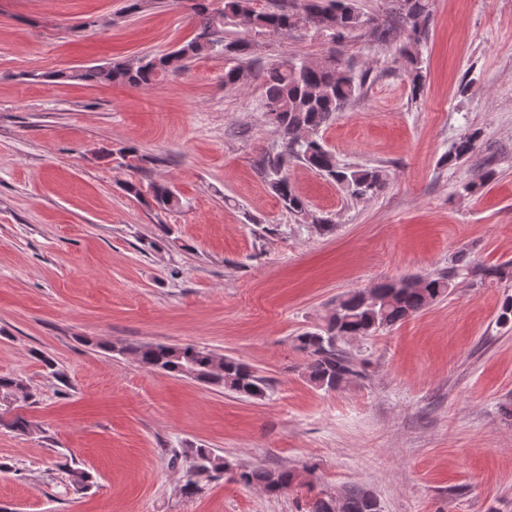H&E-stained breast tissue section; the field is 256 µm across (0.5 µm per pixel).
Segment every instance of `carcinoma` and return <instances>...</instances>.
I'll list each match as a JSON object with an SVG mask.
<instances>
[{"label":"carcinoma","mask_w":512,"mask_h":512,"mask_svg":"<svg viewBox=\"0 0 512 512\" xmlns=\"http://www.w3.org/2000/svg\"><path fill=\"white\" fill-rule=\"evenodd\" d=\"M255 0H186L189 16L197 33L178 49L162 54H147L129 62L109 66H89L69 77L87 84L119 81L129 86L151 84L168 75H177L193 61L222 54L230 61L249 55L263 37H283L298 28L326 32L332 41L340 42L349 34L370 24L356 7L355 0H300L294 10H259ZM404 24L418 36L429 21V0H395ZM408 69L413 92L421 90L422 66L418 56L404 50L400 53ZM249 76L242 65L224 69V87L237 88ZM255 77L264 90L265 115L281 136V150L265 153L260 168L283 209L295 216L309 215L308 204L292 189L288 177V161L297 160L321 175L335 181L353 200L379 194L385 187L382 170L374 167L342 164L317 138L318 131L341 112L360 93L364 77L347 64L336 65V56L311 64L295 58H284L258 70ZM479 131L460 135L446 163H456L477 148ZM152 204L161 210L182 206L180 197L166 185L151 186ZM463 271L479 272L500 280L512 278V267L499 265L481 268L456 265L446 273L407 276L344 295L332 309L327 326L307 331L294 338L295 347L306 355L305 371L309 381L325 391L335 390L350 379L361 376L356 358L342 344L353 337L373 336L411 318L454 288L453 280ZM100 348L119 354H132L144 366L170 376H187L222 388L248 399L267 396L269 383L250 366L206 347L186 344L120 345L103 343ZM33 397L28 384L19 376H0V413L11 414L6 426L30 435L37 425L18 412L11 403L27 402ZM230 475L245 486H258L270 493L285 490L295 479L288 469L261 467L239 469L212 448L202 446L190 450L189 465L184 471L183 490L193 492L202 477ZM62 481L75 489L92 486L89 471L67 466ZM340 512H379L377 501L367 491L352 488L338 497Z\"/></svg>","instance_id":"cac0c4a2"}]
</instances>
